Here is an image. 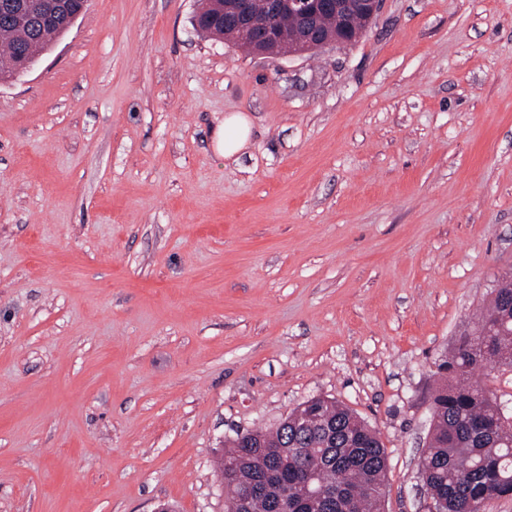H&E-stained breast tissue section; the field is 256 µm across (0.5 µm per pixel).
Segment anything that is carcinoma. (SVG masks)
Listing matches in <instances>:
<instances>
[{
  "instance_id": "cac0c4a2",
  "label": "carcinoma",
  "mask_w": 512,
  "mask_h": 512,
  "mask_svg": "<svg viewBox=\"0 0 512 512\" xmlns=\"http://www.w3.org/2000/svg\"><path fill=\"white\" fill-rule=\"evenodd\" d=\"M0 0V80L14 78L64 34L61 23L18 22ZM512 367V275H505L481 314L472 342L444 362L450 380L433 393L432 434L421 479L438 512H484L512 496V411L473 379L489 369L482 345ZM306 423L253 430L234 440L217 463L224 480V512H381L387 455L380 432L344 404L319 398L295 410ZM235 467L224 468L225 460ZM323 492L314 505L306 489Z\"/></svg>"
}]
</instances>
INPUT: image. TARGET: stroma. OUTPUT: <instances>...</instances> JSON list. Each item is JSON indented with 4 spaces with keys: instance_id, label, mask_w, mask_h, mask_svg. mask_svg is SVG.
Instances as JSON below:
<instances>
[{
    "instance_id": "1",
    "label": "stroma",
    "mask_w": 512,
    "mask_h": 512,
    "mask_svg": "<svg viewBox=\"0 0 512 512\" xmlns=\"http://www.w3.org/2000/svg\"><path fill=\"white\" fill-rule=\"evenodd\" d=\"M196 9L87 0L0 82V512H224L225 442L317 397L427 512L439 366L512 273V0L278 58ZM251 125L243 113H234L224 118L216 131V150L224 159L241 152L248 144Z\"/></svg>"
}]
</instances>
